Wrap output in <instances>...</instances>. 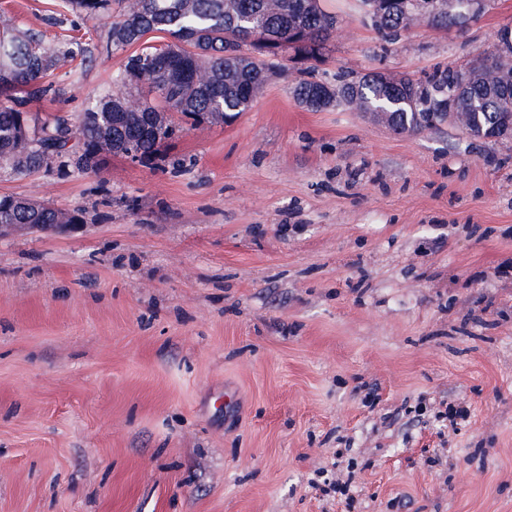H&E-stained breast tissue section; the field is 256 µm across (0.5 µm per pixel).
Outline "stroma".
<instances>
[{
	"mask_svg": "<svg viewBox=\"0 0 512 512\" xmlns=\"http://www.w3.org/2000/svg\"><path fill=\"white\" fill-rule=\"evenodd\" d=\"M327 6L322 77L420 75L512 30V0L390 42ZM3 26L92 51L44 116L135 52L62 0H0ZM299 78L233 123L179 118L148 163L0 170V195L85 212L0 236V512H512V139L312 112ZM443 400L468 417L442 427ZM349 467L352 502L320 493Z\"/></svg>",
	"mask_w": 512,
	"mask_h": 512,
	"instance_id": "1",
	"label": "stroma"
}]
</instances>
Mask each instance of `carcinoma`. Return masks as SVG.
I'll return each mask as SVG.
<instances>
[{
  "mask_svg": "<svg viewBox=\"0 0 512 512\" xmlns=\"http://www.w3.org/2000/svg\"><path fill=\"white\" fill-rule=\"evenodd\" d=\"M79 13L111 19L106 51L139 43L113 76L116 90L92 102L77 122L44 118L24 110L27 100L56 94L47 73L90 50L70 42L43 50L29 29L0 30V157L16 179L56 164L80 175L97 172L104 157L124 155L146 162L177 132L168 113L226 123L247 111L267 73L282 61L304 64L322 55L335 31L336 14L321 0H68ZM448 11L432 19L405 15L394 0H374L373 17L359 13L383 37L394 40L425 21L449 29L465 0H447ZM163 32L153 45L146 36ZM293 88L300 105L314 112L349 108L355 102L398 131H422L448 123L474 139L512 138V38L501 34L485 55L464 68L437 67L420 76L388 78L338 72L330 79L300 69ZM142 84L154 94L136 100ZM81 210L0 196V224H83Z\"/></svg>",
  "mask_w": 512,
  "mask_h": 512,
  "instance_id": "cac0c4a2",
  "label": "carcinoma"
}]
</instances>
